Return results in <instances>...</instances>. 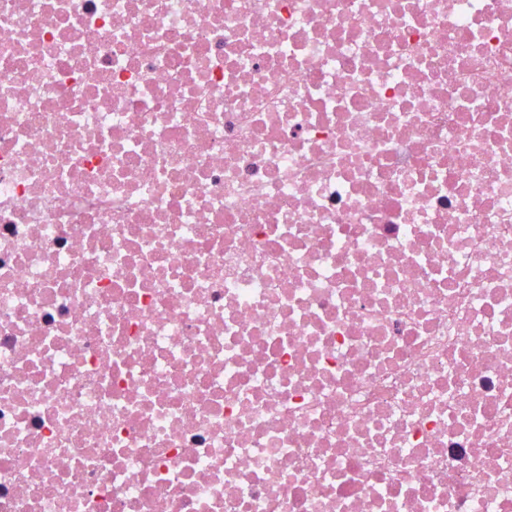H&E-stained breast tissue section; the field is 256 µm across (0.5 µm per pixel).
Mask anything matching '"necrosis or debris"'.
<instances>
[{"mask_svg": "<svg viewBox=\"0 0 512 512\" xmlns=\"http://www.w3.org/2000/svg\"><path fill=\"white\" fill-rule=\"evenodd\" d=\"M0 512H512V0H0Z\"/></svg>", "mask_w": 512, "mask_h": 512, "instance_id": "1", "label": "necrosis or debris"}]
</instances>
